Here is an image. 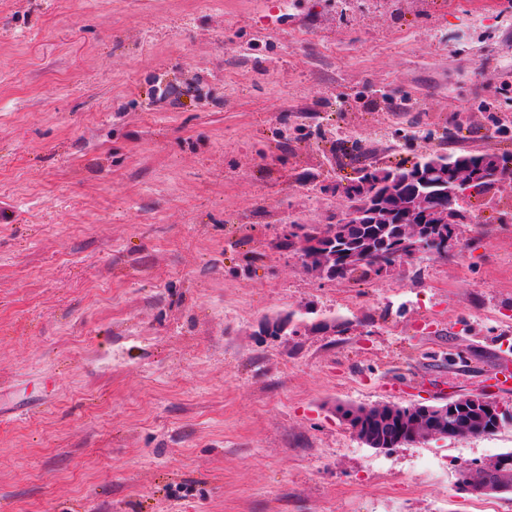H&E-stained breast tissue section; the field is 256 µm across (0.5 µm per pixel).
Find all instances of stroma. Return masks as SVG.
<instances>
[{
    "mask_svg": "<svg viewBox=\"0 0 512 512\" xmlns=\"http://www.w3.org/2000/svg\"><path fill=\"white\" fill-rule=\"evenodd\" d=\"M504 126L512 0H0V512H512L454 484L512 423L377 450L336 411H512V184L384 275L278 246ZM333 258L338 259L339 266L343 267L337 268L336 262L334 263H323L322 255L318 253H314L313 260L309 263L303 264V267L310 273L315 274L319 277L327 278V279H345L352 277L355 273L361 271L362 274L368 275L373 273L375 275H379L380 271L376 267V257L369 256L364 260L363 263L359 264L357 267L352 268V262L357 259V257L351 256L350 253H333ZM351 268V269H350Z\"/></svg>",
    "mask_w": 512,
    "mask_h": 512,
    "instance_id": "stroma-1",
    "label": "stroma"
}]
</instances>
